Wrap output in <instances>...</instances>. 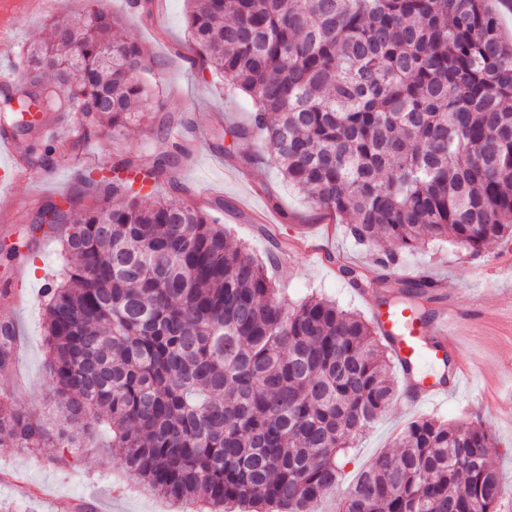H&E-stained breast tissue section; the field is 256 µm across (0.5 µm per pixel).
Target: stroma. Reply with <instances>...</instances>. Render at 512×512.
Listing matches in <instances>:
<instances>
[{
	"label": "stroma",
	"instance_id": "35a3bbf8",
	"mask_svg": "<svg viewBox=\"0 0 512 512\" xmlns=\"http://www.w3.org/2000/svg\"><path fill=\"white\" fill-rule=\"evenodd\" d=\"M185 0H150L135 11L129 0H59L56 8L28 9L25 0H0V23L14 35V51L49 38L51 19L62 16L79 25L92 14L118 19L126 36L140 44L154 76L144 101L143 119L121 133L98 128L67 156L40 165L38 136L16 140L19 160L34 157L28 175L0 188L8 206L0 212V288L23 297L21 305L0 306V323H13L21 339L15 353L17 371L0 374V394L18 405L47 412L54 392L44 344L43 289L60 268L61 233L28 238L40 205L69 194L87 195L89 178L105 174L114 155H147L163 125L191 140L194 153L174 172L190 190L192 202L218 219L252 256L265 262L269 277L288 302L317 293L345 309L371 318L377 296L352 288L344 266L371 265L373 255L332 223L276 168L252 163L262 153L260 139L236 140L225 132L246 125L252 106L229 93L224 81L200 67L188 31ZM391 276H426L436 282L439 302L457 314L455 330L463 345L466 371L455 382L453 367H438L435 358L419 364L418 379L445 378L446 396L415 407L394 402L373 429L350 448L340 480L325 493L320 512H336L359 473L377 456L394 451V441L412 421L433 416L489 431L497 446L492 465L504 487L512 488V241L488 244L479 255L458 247L428 243L401 255ZM121 452L91 442L81 448H45L32 453L0 450V512H191L187 505L147 496L128 483Z\"/></svg>",
	"mask_w": 512,
	"mask_h": 512
}]
</instances>
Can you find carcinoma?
<instances>
[{
	"label": "carcinoma",
	"instance_id": "obj_1",
	"mask_svg": "<svg viewBox=\"0 0 512 512\" xmlns=\"http://www.w3.org/2000/svg\"><path fill=\"white\" fill-rule=\"evenodd\" d=\"M204 69L248 96L271 162L360 245L428 242L477 254L512 240V42L491 0H189ZM142 48L113 19L52 23L49 41L0 83L1 122L30 133L42 117L77 120L70 145L103 125L120 134L149 92ZM141 162L112 158L91 180L83 218L53 201L29 227L66 224L46 296L56 427L0 402V448L74 445L96 426L122 448L145 492L206 512H316L338 459L396 399L376 329L336 302L292 306L262 263L184 199L170 174L192 144L167 130ZM141 185H136V181ZM341 273L381 304L428 314L424 280ZM0 325V370L14 361ZM365 469L339 512H495L503 493L490 433L424 417Z\"/></svg>",
	"mask_w": 512,
	"mask_h": 512
}]
</instances>
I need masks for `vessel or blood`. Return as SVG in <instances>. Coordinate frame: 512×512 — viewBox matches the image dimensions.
I'll use <instances>...</instances> for the list:
<instances>
[{
	"label": "vessel or blood",
	"mask_w": 512,
	"mask_h": 512,
	"mask_svg": "<svg viewBox=\"0 0 512 512\" xmlns=\"http://www.w3.org/2000/svg\"><path fill=\"white\" fill-rule=\"evenodd\" d=\"M19 177V169L15 163L14 138L11 133L0 132V185L13 183ZM453 314V309L445 306L430 320L422 323L410 319L405 311L379 306L373 309L375 328L403 375L404 402L416 405L426 399L438 397L445 391L446 386L443 383L415 380L414 369L421 356L422 336H430L434 353H458V343L448 332V322Z\"/></svg>",
	"instance_id": "vessel-or-blood-1"
}]
</instances>
